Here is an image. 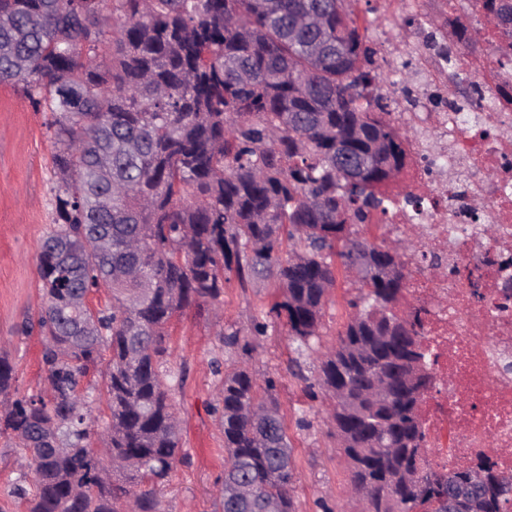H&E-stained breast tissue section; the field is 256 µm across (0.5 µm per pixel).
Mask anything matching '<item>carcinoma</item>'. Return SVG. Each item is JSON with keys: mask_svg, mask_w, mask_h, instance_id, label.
Instances as JSON below:
<instances>
[{"mask_svg": "<svg viewBox=\"0 0 512 512\" xmlns=\"http://www.w3.org/2000/svg\"><path fill=\"white\" fill-rule=\"evenodd\" d=\"M349 0H0V84L49 113L56 226L44 239L38 327L51 395L16 396L0 347V434L22 450L25 512H163L158 488L182 452L164 364L170 325L214 302L234 274L270 281L293 359L321 346L338 269L362 258L346 321L317 383L358 512H445L448 484L479 473L483 512H512V475L490 462L435 467L422 403L435 388L424 309L407 295V242L393 252L356 230L386 212L409 126L377 93L375 50ZM512 26V0H482ZM369 163L357 181L336 148ZM108 301L82 298L100 289ZM243 357L224 367L217 512H298L293 448L276 385ZM104 368L103 382L89 375ZM103 430L95 447L90 417Z\"/></svg>", "mask_w": 512, "mask_h": 512, "instance_id": "1", "label": "carcinoma"}]
</instances>
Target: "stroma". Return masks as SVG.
<instances>
[{"label": "stroma", "instance_id": "35a3bbf8", "mask_svg": "<svg viewBox=\"0 0 512 512\" xmlns=\"http://www.w3.org/2000/svg\"><path fill=\"white\" fill-rule=\"evenodd\" d=\"M353 9L376 50L381 89L397 104L392 120L404 124L403 114L419 93L434 110L446 108L447 70L435 66L423 73L417 58L447 40L448 0H357ZM47 119L20 89L0 85V342L6 343L16 364L22 396L49 393L39 337L19 330L24 317L36 314L41 303L38 257L55 222V144ZM276 298L271 283L242 288L233 281L220 303L190 307L174 320L167 365L185 373L173 395L184 426V458L161 487L164 512H215L225 456L224 435L214 414L221 385L215 365L239 357L220 342L223 329L250 340L251 364L276 382L294 448L299 512H355L345 459L324 422L331 401L321 392L310 395V363H303L301 375H293L294 344L286 319L270 311ZM257 320L266 323L265 334L254 333Z\"/></svg>", "mask_w": 512, "mask_h": 512}]
</instances>
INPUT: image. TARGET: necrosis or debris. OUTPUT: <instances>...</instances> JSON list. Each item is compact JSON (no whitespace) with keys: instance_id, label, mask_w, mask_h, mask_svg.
I'll return each mask as SVG.
<instances>
[{"instance_id":"necrosis-or-debris-1","label":"necrosis or debris","mask_w":512,"mask_h":512,"mask_svg":"<svg viewBox=\"0 0 512 512\" xmlns=\"http://www.w3.org/2000/svg\"><path fill=\"white\" fill-rule=\"evenodd\" d=\"M448 23L472 29L491 48L485 58L462 57L461 76L483 93V111L434 112L419 99L425 125L407 147L402 180L426 198L422 214L401 207L380 217L387 233L415 225L418 254L408 256L409 298L426 309L423 342L436 357L435 382L444 394L422 418L429 454L440 465L487 459L512 473V102L497 96L512 69V33L478 10L448 8ZM495 179H486V171ZM479 223H472V214ZM495 227L484 235L482 225ZM438 267L425 265V257ZM483 273L475 299L462 269Z\"/></svg>"}]
</instances>
